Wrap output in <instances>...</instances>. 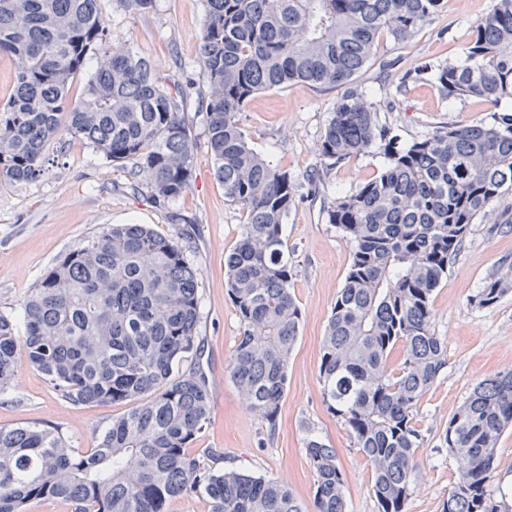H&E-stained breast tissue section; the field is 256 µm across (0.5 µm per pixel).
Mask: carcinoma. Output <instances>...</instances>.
Instances as JSON below:
<instances>
[{"label":"carcinoma","mask_w":512,"mask_h":512,"mask_svg":"<svg viewBox=\"0 0 512 512\" xmlns=\"http://www.w3.org/2000/svg\"><path fill=\"white\" fill-rule=\"evenodd\" d=\"M101 0H0V55L15 83L0 103V180L45 171V145L61 131L86 140L126 170L127 188L146 177L155 207L190 188L194 146L184 104L148 59L108 45ZM199 113L224 196L246 216L224 255L225 287L240 322L229 374L249 410L275 427L302 312L291 291L283 221L295 204L288 172L264 159L239 125L258 93L292 82L341 86L372 60L381 40L411 39L440 0H200ZM97 59L94 72L86 71ZM465 66L425 64L448 99L494 105L512 99V0H494L473 27ZM85 80L75 101L72 86ZM378 145L387 164L326 209L351 246L321 346L328 410L371 469L381 512H405L422 436L424 395L448 365L432 329V294L471 224L512 188V111L491 121L446 124L403 144L360 94L336 103L321 138L333 166ZM512 291V275L484 282L472 302L490 307ZM23 328L0 313V395L20 357L75 405H126L79 449L56 426L0 427V512L35 499L73 512H166L185 494L210 512H346L336 449L305 443L316 475L313 507L281 480L209 464L191 450L210 422L209 382L198 367V271L185 246L143 224L104 228L64 254L19 305ZM401 347L397 373L389 353ZM512 427V369L478 383L448 422L444 443L457 481L443 512H512V490H492L494 459Z\"/></svg>","instance_id":"obj_1"}]
</instances>
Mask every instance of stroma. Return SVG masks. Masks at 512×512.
I'll list each match as a JSON object with an SVG mask.
<instances>
[{
	"label": "stroma",
	"mask_w": 512,
	"mask_h": 512,
	"mask_svg": "<svg viewBox=\"0 0 512 512\" xmlns=\"http://www.w3.org/2000/svg\"><path fill=\"white\" fill-rule=\"evenodd\" d=\"M492 0H443L433 20L412 39L380 42L372 61L350 87L294 82L264 92L240 112L253 148L287 170L296 201L284 223L293 292L301 308L298 341L288 364V386L275 427L249 412L229 374L239 320L224 283V255L238 239L245 216L224 196L214 174L198 99L185 114L193 126L194 165L190 188L175 204L191 219L186 257L199 272L196 341L200 367L210 385L211 422L200 442L215 449L218 465L256 476L281 478L295 496L312 503L316 476L305 456L307 433L335 448L344 474L346 512H378L371 472L343 422L323 400L319 379L321 345L331 309L344 285L351 246L325 214L328 203L379 174L385 159L371 148L333 167L321 164L317 147L333 107L355 89L378 113L380 124L409 142L451 123L489 120L493 106L475 99L443 98L429 75L406 79L407 71L431 63L464 65L465 46ZM108 39L130 47L162 74L201 84L198 37L204 12L200 0H154L149 12L133 14L119 0H102ZM48 164L36 180L0 183V313L17 315L20 301L69 250L109 224H146L175 238L180 225L146 194L126 191V175L86 141L70 134L46 148ZM487 219L477 220L432 296L433 327L448 347V365L422 399L417 424L423 442L407 512H443L457 466L443 443L445 430L472 388L512 369V293L488 308L472 298L482 283L512 266V190L493 199ZM122 406L73 405L27 361H20L14 387L0 400V427L48 422L62 427L73 447L90 448Z\"/></svg>",
	"instance_id": "1"
}]
</instances>
